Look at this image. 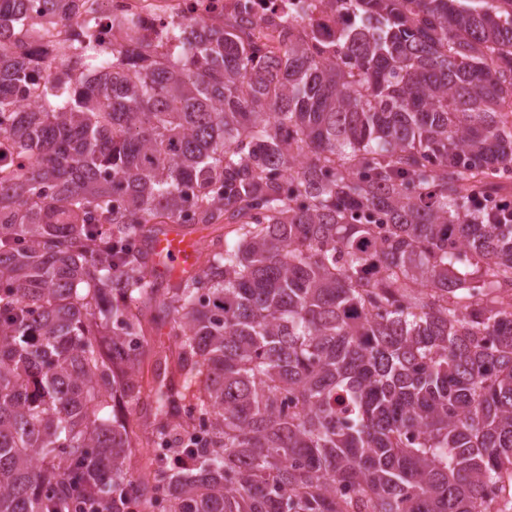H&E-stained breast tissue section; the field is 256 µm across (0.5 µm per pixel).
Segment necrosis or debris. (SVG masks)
Returning <instances> with one entry per match:
<instances>
[{"mask_svg":"<svg viewBox=\"0 0 512 512\" xmlns=\"http://www.w3.org/2000/svg\"><path fill=\"white\" fill-rule=\"evenodd\" d=\"M230 16L250 19L256 35L265 39L274 36L277 25L286 20L316 32L326 43L336 41L352 21L335 0H71L64 20L39 22L32 43L56 58L71 48V36L83 31L95 53L108 61L113 46L132 29L139 40L171 53L174 27L197 19L220 22Z\"/></svg>","mask_w":512,"mask_h":512,"instance_id":"1","label":"necrosis or debris"}]
</instances>
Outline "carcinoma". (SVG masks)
<instances>
[{"label": "carcinoma", "instance_id": "cac0c4a2", "mask_svg": "<svg viewBox=\"0 0 512 512\" xmlns=\"http://www.w3.org/2000/svg\"><path fill=\"white\" fill-rule=\"evenodd\" d=\"M24 2L0 0V512H512V223L474 205L512 171V0H342L331 50L234 19L169 63L131 33L43 112ZM163 224L218 231L200 272L152 270ZM148 312L205 379L156 368L142 440Z\"/></svg>", "mask_w": 512, "mask_h": 512}]
</instances>
